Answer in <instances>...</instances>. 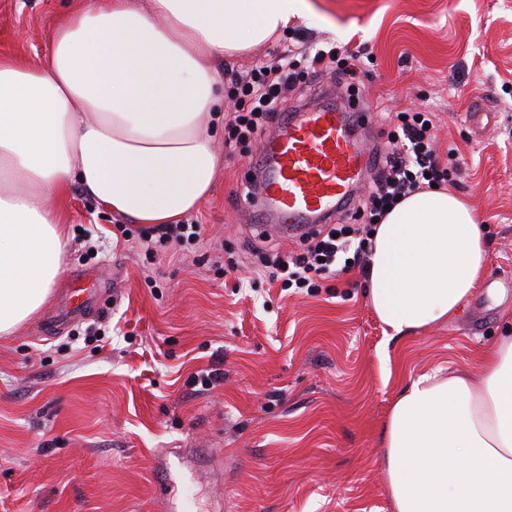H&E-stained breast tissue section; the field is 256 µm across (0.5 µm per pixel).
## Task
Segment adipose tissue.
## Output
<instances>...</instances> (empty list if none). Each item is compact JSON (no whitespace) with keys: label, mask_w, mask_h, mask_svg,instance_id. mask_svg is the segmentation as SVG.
<instances>
[{"label":"adipose tissue","mask_w":512,"mask_h":512,"mask_svg":"<svg viewBox=\"0 0 512 512\" xmlns=\"http://www.w3.org/2000/svg\"><path fill=\"white\" fill-rule=\"evenodd\" d=\"M305 0H95L55 28L43 65L0 60V335L49 301L70 240L53 200L71 182L134 224H173L221 167L214 63L279 36ZM472 209L403 198L376 226L367 297L392 337L443 322L486 271ZM482 374L440 370L401 390L383 424L394 512H512V333Z\"/></svg>","instance_id":"ef3b65f1"}]
</instances>
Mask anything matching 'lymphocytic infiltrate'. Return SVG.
<instances>
[{"mask_svg": "<svg viewBox=\"0 0 512 512\" xmlns=\"http://www.w3.org/2000/svg\"><path fill=\"white\" fill-rule=\"evenodd\" d=\"M301 64L314 71H332L337 82L342 83L356 78L360 55L353 52L343 56L333 47L302 54L297 60L284 56L234 74L233 95L246 107L224 115L228 132L224 145L228 150H235L240 141L262 135L265 124L278 116L291 89L294 70ZM433 129L432 113H407L405 120L399 121L389 133L390 149L382 159L374 161L372 189L352 213L351 223L311 230L304 239L302 252L297 254L258 253L260 266L278 269L283 288L295 287L310 294L317 292L318 278L330 274L338 255H349L352 266L366 267L370 236L389 206L431 185L455 182L461 173L455 156L440 160Z\"/></svg>", "mask_w": 512, "mask_h": 512, "instance_id": "f902f5d3", "label": "lymphocytic infiltrate"}]
</instances>
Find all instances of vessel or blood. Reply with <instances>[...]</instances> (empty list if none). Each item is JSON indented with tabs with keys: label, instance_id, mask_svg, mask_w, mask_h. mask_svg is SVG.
Instances as JSON below:
<instances>
[{
	"label": "vessel or blood",
	"instance_id": "vessel-or-blood-1",
	"mask_svg": "<svg viewBox=\"0 0 512 512\" xmlns=\"http://www.w3.org/2000/svg\"><path fill=\"white\" fill-rule=\"evenodd\" d=\"M337 97L333 88L323 89L264 135L263 162L253 168L250 182L252 199L272 211L264 232L288 236L295 225L332 221L363 186L371 149L354 131L370 128L372 115ZM82 280L75 275L67 287L64 314L86 311Z\"/></svg>",
	"mask_w": 512,
	"mask_h": 512
}]
</instances>
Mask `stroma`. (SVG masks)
Here are the masks:
<instances>
[{"mask_svg": "<svg viewBox=\"0 0 512 512\" xmlns=\"http://www.w3.org/2000/svg\"><path fill=\"white\" fill-rule=\"evenodd\" d=\"M93 0H0V58L44 61L55 26ZM275 39L219 64L363 51L352 90L389 115L435 114L450 190L487 235V274L448 322L388 338L359 269L316 294L249 270L258 249L301 247L260 229L247 199L257 144L225 156L184 223L201 236L146 254L154 224L126 225L71 183L63 280L96 275L83 314L59 323L61 288L0 336V512H393L380 436L400 390L437 368L479 374L512 312V0H307ZM234 258L239 270L224 273ZM222 378L212 386L200 371ZM173 481L155 458L172 449Z\"/></svg>", "mask_w": 512, "mask_h": 512, "instance_id": "obj_1", "label": "stroma"}]
</instances>
